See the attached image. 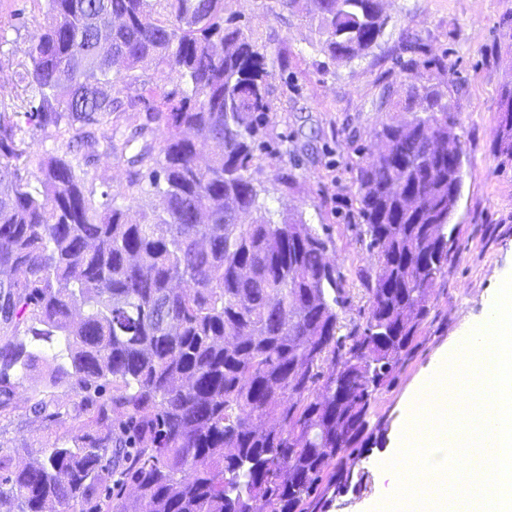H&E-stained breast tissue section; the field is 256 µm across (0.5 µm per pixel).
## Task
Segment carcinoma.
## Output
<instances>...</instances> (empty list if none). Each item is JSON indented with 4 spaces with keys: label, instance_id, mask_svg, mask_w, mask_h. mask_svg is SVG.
<instances>
[{
    "label": "carcinoma",
    "instance_id": "1",
    "mask_svg": "<svg viewBox=\"0 0 512 512\" xmlns=\"http://www.w3.org/2000/svg\"><path fill=\"white\" fill-rule=\"evenodd\" d=\"M275 2L340 64L386 26L381 0ZM229 4L45 0L19 102L0 100V394L61 340L53 379L107 398L73 416L34 406L78 442L49 439L19 468L0 454V512H309L326 474L351 482L378 394L430 314L463 184L448 105L415 91L425 115L383 125L357 168L375 269L365 323L342 336L328 241L300 216L274 220L250 172L288 58ZM158 66L169 91L148 77ZM26 126L78 151L37 157ZM102 150L162 211L94 196L84 168Z\"/></svg>",
    "mask_w": 512,
    "mask_h": 512
}]
</instances>
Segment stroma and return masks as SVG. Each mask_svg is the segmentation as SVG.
I'll use <instances>...</instances> for the list:
<instances>
[{"label":"stroma","mask_w":512,"mask_h":512,"mask_svg":"<svg viewBox=\"0 0 512 512\" xmlns=\"http://www.w3.org/2000/svg\"><path fill=\"white\" fill-rule=\"evenodd\" d=\"M237 19L256 30L271 55L288 58L270 82L277 107L254 151L251 172L275 219L301 216L328 238L327 257L349 302L344 330L365 322L369 294L362 273L374 258L359 216L356 170L382 124L407 118L411 93L437 92L463 144L464 180L452 219L447 274L431 290L432 308L391 380L378 395L375 422L383 437L354 462L358 488H320L315 512H370L407 397L436 354L476 323L494 288L495 271H512V154L499 149L501 104L512 90V0H385L387 24L365 58L335 64L311 45L307 22L270 0H233ZM32 0H0V78L16 83L36 21ZM126 163L100 154L86 174L89 187L117 204L160 209L159 196L131 197ZM54 360L14 379L0 414V453L24 464L42 458L50 433L33 405L44 399L74 408L80 398L66 382L50 385Z\"/></svg>","instance_id":"obj_1"}]
</instances>
